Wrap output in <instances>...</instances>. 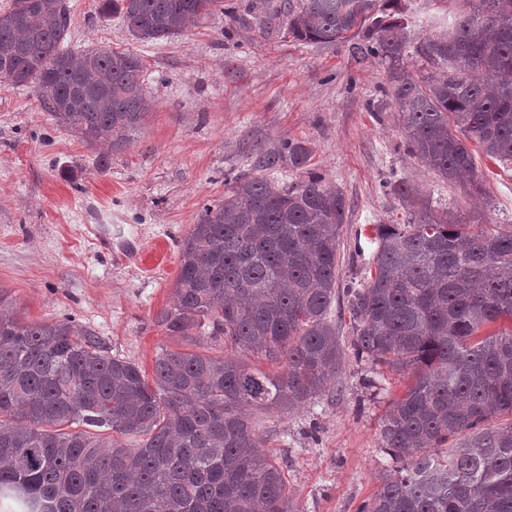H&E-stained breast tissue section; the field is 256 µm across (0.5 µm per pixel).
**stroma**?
<instances>
[{
	"label": "stroma",
	"instance_id": "stroma-1",
	"mask_svg": "<svg viewBox=\"0 0 512 512\" xmlns=\"http://www.w3.org/2000/svg\"><path fill=\"white\" fill-rule=\"evenodd\" d=\"M66 43L137 55L152 108L112 153L58 127L32 86L0 83V287L26 321L72 318L113 354L151 369L158 346L181 340L155 323L172 302L180 245L224 181L255 171L260 154L298 140L310 168L344 193L340 283L361 281L377 248L373 227L406 216L384 184L406 180L465 221L512 225V170L479 158L484 193L443 182L408 152L381 103L384 68L346 45L302 43L263 28L265 6L234 0L237 20L215 13L180 37L136 40L100 0H66ZM343 361L325 394L292 410H257V430L287 462L300 512H356L392 461L381 425L411 379L349 351L351 318L333 304Z\"/></svg>",
	"mask_w": 512,
	"mask_h": 512
}]
</instances>
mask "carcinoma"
<instances>
[{
	"instance_id": "1",
	"label": "carcinoma",
	"mask_w": 512,
	"mask_h": 512,
	"mask_svg": "<svg viewBox=\"0 0 512 512\" xmlns=\"http://www.w3.org/2000/svg\"><path fill=\"white\" fill-rule=\"evenodd\" d=\"M402 0H288L265 13L304 43L348 44L386 65L383 102L409 150L479 195L468 146L512 167V0L456 6L445 33L408 38ZM143 42L169 40L224 0H102ZM66 0H13L0 13V80L34 84L57 125L119 150L148 114L143 65L93 48L74 55ZM414 58L420 62H409ZM300 141L224 183L181 244L169 336L283 365L271 374L218 355L158 347L152 375L66 318L26 322L0 290V502L18 512H298L285 470L262 451L251 409L295 408L326 392L344 349L331 320L344 295L353 354L410 370L382 421L386 472L357 512H512V225L467 224L403 180L385 184L405 224H378L375 271L338 288L346 200L308 168ZM305 176L282 184V164ZM112 435L103 436L100 430ZM454 448L435 457L430 449Z\"/></svg>"
}]
</instances>
